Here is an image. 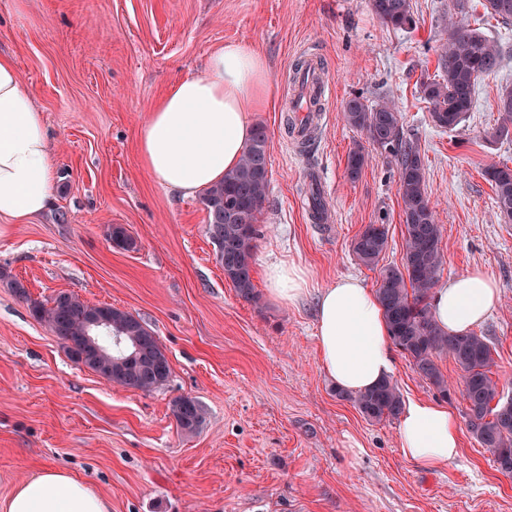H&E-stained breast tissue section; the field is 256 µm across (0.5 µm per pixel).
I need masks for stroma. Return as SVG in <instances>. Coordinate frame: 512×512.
<instances>
[{"instance_id":"stroma-1","label":"stroma","mask_w":512,"mask_h":512,"mask_svg":"<svg viewBox=\"0 0 512 512\" xmlns=\"http://www.w3.org/2000/svg\"><path fill=\"white\" fill-rule=\"evenodd\" d=\"M412 5L417 24L400 30L369 0H0V54L44 116L57 175L47 213L0 224V502L52 469L86 484L110 512H512V477L466 429L451 358L438 365L461 449L434 470L402 455L398 419L369 421L337 396L320 362V291L344 276L379 286L378 270L352 252L356 236L386 225L382 264L401 265L404 253L393 156L343 119L345 102L360 95L394 103L404 140L419 147L442 226L439 284L472 269L496 280L500 304L478 330L494 349V379L512 395V220L483 176L490 164L512 166V138L491 136L497 100L512 90V24L468 0L471 27L500 47L501 62L476 84L460 124L442 129L419 78L437 72L455 0ZM227 42L263 55L272 86L270 107L251 115L269 138L253 302L225 279L200 198L160 186L138 152L157 101ZM311 56L333 88L300 143L287 131L288 102L295 66ZM358 144L370 161L352 179L347 155ZM316 197L327 223L311 218ZM116 225L134 249L113 247ZM277 262L309 275L297 305L267 296L262 271ZM61 293L140 317L169 358L166 384L115 387L72 359L31 312ZM392 379L402 399H440L399 350ZM184 396L204 413L192 435L171 414Z\"/></svg>"}]
</instances>
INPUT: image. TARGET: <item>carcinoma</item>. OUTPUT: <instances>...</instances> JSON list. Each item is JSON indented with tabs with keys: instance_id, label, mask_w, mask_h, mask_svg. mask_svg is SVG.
<instances>
[{
	"instance_id": "carcinoma-1",
	"label": "carcinoma",
	"mask_w": 512,
	"mask_h": 512,
	"mask_svg": "<svg viewBox=\"0 0 512 512\" xmlns=\"http://www.w3.org/2000/svg\"><path fill=\"white\" fill-rule=\"evenodd\" d=\"M372 12L383 24L395 29L416 26L411 0H370ZM485 12L503 23L512 22V0H484ZM501 52L464 17L448 18V38L441 45L438 77L423 79L420 88L430 104L432 122L440 128H454L469 112L476 81L492 73L500 64ZM502 121L493 133L495 139L507 138L512 126V90L497 102ZM343 117L351 127L364 132L369 140L393 151L398 170L405 246L402 266L380 268L376 294L394 345L407 354L416 371L429 380L446 398L448 382L437 360L451 357L463 379L466 420L478 444L493 458L497 470L512 476V412L504 409L502 391L492 377L496 366L486 337L470 331L450 335L437 325L428 301L442 264L441 225L428 192L424 165L416 146L401 137V113L389 102L369 105L359 97L345 102ZM268 135L256 126L242 158L224 180L202 194L208 210L206 233L217 250L224 277L246 301L257 298L251 276L254 241L258 236V215L267 200ZM363 147L353 148L347 156V172L355 179L368 162ZM495 192V203L505 218L512 219V167L491 164L484 170ZM388 228L368 224L352 243L356 258L367 267H376L385 251ZM112 311L108 306H91L74 295L59 294L51 305L35 303L33 316L43 322L65 343L72 358L82 349L83 328L93 314ZM114 331L122 337L112 343V357L123 360L113 375L102 366L88 365L108 382L122 388L151 391L164 385L170 375L169 360L155 334L129 312H122ZM337 394L350 400L370 421L397 417L402 408L399 389L391 380L359 394L341 390ZM172 414L186 434L196 433L203 423L202 408L191 397L173 401Z\"/></svg>"
}]
</instances>
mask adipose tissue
<instances>
[{"label":"adipose tissue","mask_w":512,"mask_h":512,"mask_svg":"<svg viewBox=\"0 0 512 512\" xmlns=\"http://www.w3.org/2000/svg\"><path fill=\"white\" fill-rule=\"evenodd\" d=\"M271 101L266 60L229 42L208 58L202 74L173 84L139 133L145 170L184 197L223 179L240 161L253 134L251 113ZM54 187L42 112L22 88L13 59L0 54V222L24 224L48 207ZM271 297L297 303L308 290L306 272L293 263L266 266ZM500 302L494 278L472 270L433 294L441 329L460 335L480 324ZM317 340L327 377L340 389H371L391 376L394 357L377 295L360 280L342 277L323 288L316 306ZM399 445L424 468L448 465L460 448L458 423L438 402L407 401ZM0 512H108L104 500L68 474L46 470L21 483Z\"/></svg>","instance_id":"1"}]
</instances>
